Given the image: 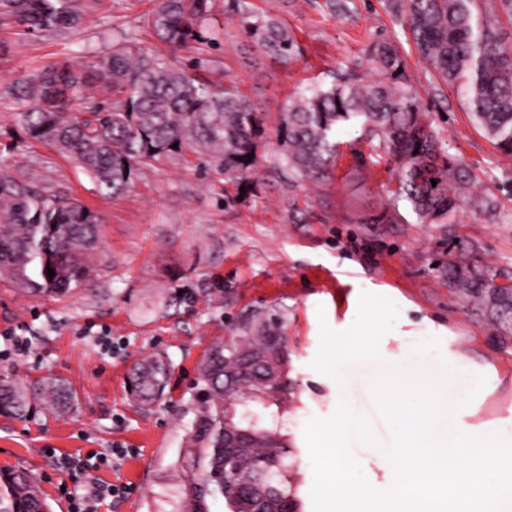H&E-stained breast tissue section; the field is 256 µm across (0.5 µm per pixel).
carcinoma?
<instances>
[{
  "mask_svg": "<svg viewBox=\"0 0 512 512\" xmlns=\"http://www.w3.org/2000/svg\"><path fill=\"white\" fill-rule=\"evenodd\" d=\"M105 2L0 0V27L64 37L84 23L88 8ZM242 4L244 0H228V12L240 15L254 44L278 59H290L294 43L288 31L272 18H251ZM387 7L405 23L417 55L455 91L495 148L511 157L512 46L479 10V0H387ZM208 16L209 0H157L143 22L163 44L198 50L211 42ZM369 61L373 77L364 78L349 68L326 87L316 84L300 91L275 118L272 169L288 170V192L307 181L325 182L335 162L336 132L356 124L366 132L374 154L382 153L396 164L393 197L366 222H400L401 201L420 221L450 229L458 224L463 206L495 220L498 199L478 188L472 171L440 146L428 113L409 84L400 49L378 40ZM6 93L18 105L13 117L28 138L75 158L104 198L125 192L141 169L187 152L196 155L204 171L250 193L267 144L263 114L237 86L193 74L179 61L127 38L84 61L61 59L40 66L16 79ZM175 143L178 148H171ZM101 223V215L85 203L37 185L30 169L0 173V277L35 297L86 286L91 269L83 257L98 249ZM452 248L448 286L458 289L463 302L483 306L489 325L512 337V284H495L494 270L475 271L462 243ZM282 328L277 313H260L209 350L200 368L203 389L196 418L179 461L177 512H210L209 500L219 496L229 512H237V504L224 497V476H232L224 472L226 426L276 438L270 449H252L246 464L262 479L269 451L277 452L281 469L273 482L287 512L298 509L288 440L280 431L260 425L254 410L270 402H288V370H283L280 382L270 383L252 366L241 369L244 354L267 349L270 336ZM226 362L238 373L237 389L229 394L224 393ZM169 370L162 355L133 367L140 404L149 406L162 396ZM35 405L65 412L72 406V396L57 378L27 386L0 376V415L25 418ZM0 512H49L30 472L0 469Z\"/></svg>",
  "mask_w": 512,
  "mask_h": 512,
  "instance_id": "carcinoma-1",
  "label": "carcinoma"
}]
</instances>
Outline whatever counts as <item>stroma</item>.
<instances>
[{
	"label": "stroma",
	"instance_id": "obj_1",
	"mask_svg": "<svg viewBox=\"0 0 512 512\" xmlns=\"http://www.w3.org/2000/svg\"><path fill=\"white\" fill-rule=\"evenodd\" d=\"M210 0L220 43L199 53L200 75L237 84L258 111L276 115L295 93L330 83V74L357 65L369 75L368 54L380 39L395 42L422 106L431 112L448 155L473 170L482 189L500 202L506 221L490 224L462 211L459 232L477 247L481 265L512 274V156L499 153L470 120L455 94L421 61L386 0H350L338 16L326 0H245L249 13L276 19L297 45L281 61L247 52L241 20ZM151 0H106L66 38L25 35L0 28V90L25 72L69 58L75 61L127 35L163 51L142 16ZM0 97V172L29 167L39 184L77 197L103 218L101 250L90 256L86 287L65 296H28L0 281V375L27 384L45 377L71 390L73 412H36L25 421L0 416V468H23L39 481L51 512H72L89 477L120 486L100 512H177L178 459L195 418L199 368L213 344L235 333L255 310L276 307L288 337L291 403L263 409L264 423L279 422L294 451L303 512H313L312 468L305 423L336 407V383L311 362L320 345L319 318L329 326L353 323L361 293L392 299L400 315L381 343V359L348 371L351 406L370 417L381 441L389 432L373 403L371 384L382 364L429 365L445 351L464 361L492 364L500 385L481 416L512 407V340L495 336L481 307L464 303L437 271L448 260V235L419 223L401 206L398 224H367L397 187L385 159L355 169L369 146L360 127L344 126L330 178L288 191L286 180L259 167L252 193L226 190L191 161L173 160L140 170L123 195L104 199L73 159L31 142ZM449 336H442V329ZM27 339L14 351L10 340ZM162 354L171 375L162 399L149 407L127 388L133 365Z\"/></svg>",
	"mask_w": 512,
	"mask_h": 512
}]
</instances>
